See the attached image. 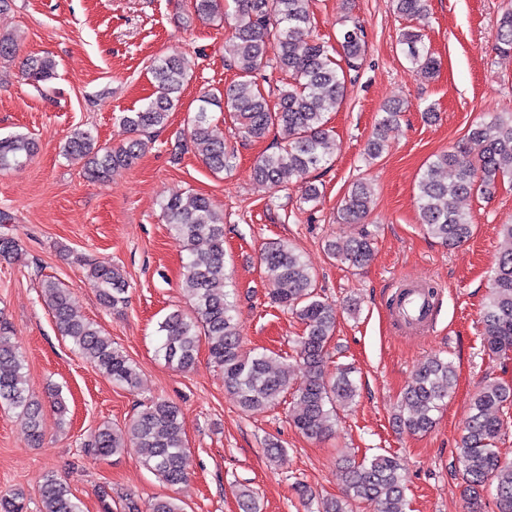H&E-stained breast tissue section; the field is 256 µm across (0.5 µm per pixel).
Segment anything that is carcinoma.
I'll use <instances>...</instances> for the list:
<instances>
[{"label": "carcinoma", "mask_w": 512, "mask_h": 512, "mask_svg": "<svg viewBox=\"0 0 512 512\" xmlns=\"http://www.w3.org/2000/svg\"><path fill=\"white\" fill-rule=\"evenodd\" d=\"M233 11L223 0H194L201 18L218 14L232 20L224 41V66L236 72L237 81L224 90V119L244 139H261L275 127L287 134L286 144L261 155L253 166L256 180L277 191L295 183L304 185L302 199L316 202L321 191L310 174L329 161L331 137L327 115L343 102L351 73L358 72L366 46L363 26L352 20L340 34L341 60L330 55V46L311 34L310 0H232ZM395 11L407 18L424 17L428 0H394ZM399 42L412 69L433 74L438 61L426 49L422 34L404 30ZM494 49L512 53V13L504 14L493 34ZM192 61L179 54L156 58L151 72L156 95L136 112L120 117L128 137L115 146L98 145L91 133L74 130L65 147L68 156L84 161V173L92 182L131 166L151 141L152 134L166 126L170 112L180 100ZM289 78L278 89V102L270 105L261 84L269 80L268 70ZM56 62L50 56L26 60L27 80L37 84L52 78ZM202 105L188 119L187 131L177 138L174 156L192 152L210 170L220 173L233 167L235 146L214 137L207 106L214 102L204 95ZM400 103H386L375 125L368 153L376 158L384 150L385 131L397 122ZM35 153V143L23 134L0 138V170L25 164ZM512 183V117L493 116L471 126L464 142L435 155L418 180V208L427 234L453 246L467 240L472 224L459 202L471 196L489 198L504 180ZM373 188L367 181L352 184L338 212L342 224H356L369 211ZM176 244L186 252L182 290L189 301L186 310L169 313L159 324L157 354L168 365L187 372L195 364L201 338L207 339L211 361L224 371V386L245 411L270 409L295 391L292 422L310 439L333 434L336 412L356 396L351 369L340 368L330 376L325 370L327 347L336 327L337 312L316 291L313 274L292 247L279 244L265 250L260 258L269 295L274 302L298 316L305 325L297 342V366L302 377L290 374V365L273 352L246 350L236 328L237 309L227 289L224 260V214L210 200L189 193L175 195L161 205ZM506 246L499 253L491 291L483 315L484 341L495 356L512 352V224L501 225ZM327 255L353 268L365 266L372 256L370 235L364 233L345 242L328 240ZM87 275L97 289L99 300L112 310L128 303V281L116 267L99 265L80 256ZM43 299L61 334L96 370L128 388L139 383L136 364L97 324L78 315L68 291L46 280ZM25 356L12 342L10 331L0 325V406L11 409L30 438H44L42 404L30 389ZM456 385L453 363L440 356L420 363L406 388L399 426L427 432L435 424L434 414L442 409ZM512 409V385L488 381L473 395L472 411L461 437L460 475L466 484L471 512L482 507L484 494L491 495L497 512H512V460L500 456L495 440ZM140 449L144 464L170 485L184 483L187 471L186 440L181 411L166 400L151 403L122 428L102 425L83 442L86 460L119 453L128 444ZM345 493L341 498L321 502L319 512H353L356 502L371 501L378 512H406L407 485L398 459L380 454L360 463L346 461ZM40 512H82L69 486L52 473L40 485ZM21 492H0V512H24ZM149 512H186L174 497L154 499Z\"/></svg>", "instance_id": "cac0c4a2"}]
</instances>
